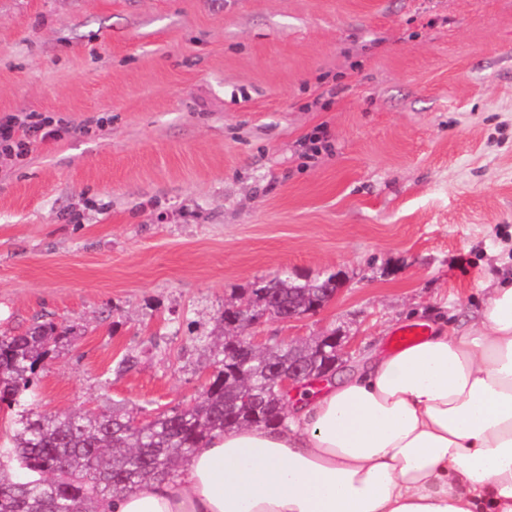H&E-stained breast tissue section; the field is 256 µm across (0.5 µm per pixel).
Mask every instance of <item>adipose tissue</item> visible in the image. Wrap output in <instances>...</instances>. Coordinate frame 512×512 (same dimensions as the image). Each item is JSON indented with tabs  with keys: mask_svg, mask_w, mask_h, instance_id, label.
<instances>
[{
	"mask_svg": "<svg viewBox=\"0 0 512 512\" xmlns=\"http://www.w3.org/2000/svg\"><path fill=\"white\" fill-rule=\"evenodd\" d=\"M97 512H512V281L471 326L373 355Z\"/></svg>",
	"mask_w": 512,
	"mask_h": 512,
	"instance_id": "adipose-tissue-1",
	"label": "adipose tissue"
}]
</instances>
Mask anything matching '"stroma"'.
Wrapping results in <instances>:
<instances>
[{
  "label": "stroma",
  "instance_id": "stroma-1",
  "mask_svg": "<svg viewBox=\"0 0 512 512\" xmlns=\"http://www.w3.org/2000/svg\"><path fill=\"white\" fill-rule=\"evenodd\" d=\"M7 112L73 122L0 160V333L74 328L39 411L194 401L225 303L283 272L343 288L244 335L340 333V374L512 274V0H0Z\"/></svg>",
  "mask_w": 512,
  "mask_h": 512
}]
</instances>
